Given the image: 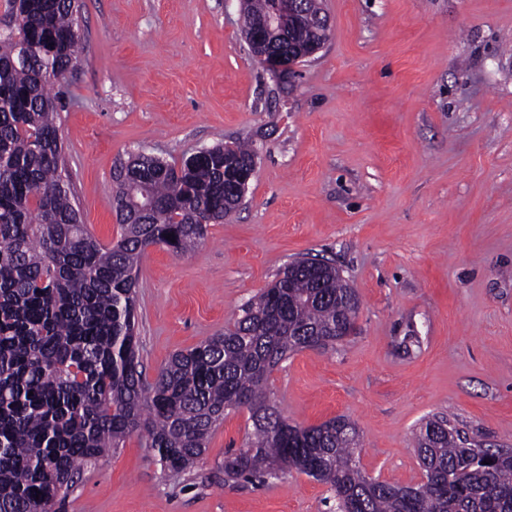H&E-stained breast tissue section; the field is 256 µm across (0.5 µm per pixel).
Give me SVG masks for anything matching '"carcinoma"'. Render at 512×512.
<instances>
[{"instance_id": "obj_1", "label": "carcinoma", "mask_w": 512, "mask_h": 512, "mask_svg": "<svg viewBox=\"0 0 512 512\" xmlns=\"http://www.w3.org/2000/svg\"><path fill=\"white\" fill-rule=\"evenodd\" d=\"M275 0H247L243 29ZM0 19V512H51L84 464L137 434L180 473L231 411L253 432L224 456V480L296 470L330 486L336 512H512V448H481L445 416L415 436L425 479L366 476L359 434L341 415L291 424L269 402L289 354L343 341L359 301L327 260L298 258L233 325L173 354L153 380L136 330V276L151 246L182 255L242 199H224V144L179 162L138 154L114 164L117 240L82 222L61 172V84L78 60L81 0H3ZM148 195L141 211L131 197ZM171 239H166V236Z\"/></svg>"}]
</instances>
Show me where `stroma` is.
I'll return each mask as SVG.
<instances>
[{"mask_svg": "<svg viewBox=\"0 0 512 512\" xmlns=\"http://www.w3.org/2000/svg\"><path fill=\"white\" fill-rule=\"evenodd\" d=\"M320 2L330 37L288 83L251 57L238 0H83L63 177L108 243L117 159L252 143L236 213L190 253L142 257L146 375L223 332L292 260H332L358 295L356 330L290 354L271 402L303 426L349 417L361 470L415 486L431 416L512 448V0ZM251 431L229 412L181 474L131 436L56 512H329V486L296 471L225 481Z\"/></svg>", "mask_w": 512, "mask_h": 512, "instance_id": "35a3bbf8", "label": "stroma"}]
</instances>
